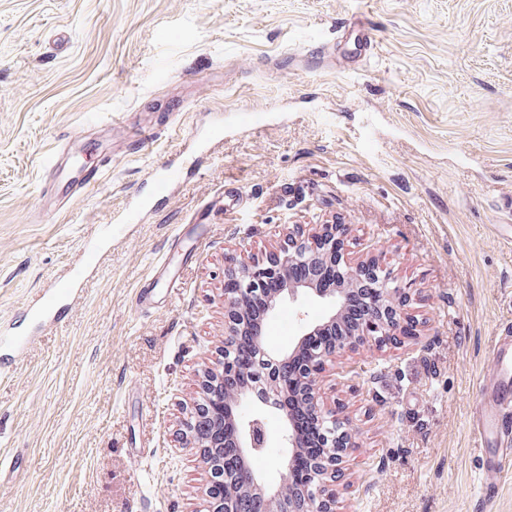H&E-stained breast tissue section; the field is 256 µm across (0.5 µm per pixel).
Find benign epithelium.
I'll list each match as a JSON object with an SVG mask.
<instances>
[{"label":"benign epithelium","mask_w":512,"mask_h":512,"mask_svg":"<svg viewBox=\"0 0 512 512\" xmlns=\"http://www.w3.org/2000/svg\"><path fill=\"white\" fill-rule=\"evenodd\" d=\"M347 235L345 224H293L276 251L259 258L244 246L224 268L223 357L218 366L202 371L194 411L183 422L186 447L216 487L208 512H336V494L331 488L347 484L345 463L355 441L344 408H326L320 403L321 374L337 354L354 350L368 339L398 343L416 326L404 314L409 299L395 278L369 259L345 260ZM328 263L340 265L336 287L324 288L310 280L266 287L281 279L286 268ZM365 278L375 285L374 311L347 336L312 345L311 337L341 319L349 305L346 294ZM263 291L269 298L263 315L256 319L244 300ZM306 297L323 302L326 316L310 321L306 314H298L301 330L292 345L270 350L264 339V323L270 314L285 299L296 302ZM248 365L252 366L250 381L228 389L225 377L246 372ZM292 397L308 406L321 422L323 444L313 453L300 443L297 415L287 404ZM269 413L281 421L277 447L286 476L302 464L309 467V482L300 490L288 483L268 482L252 465L253 456L267 447Z\"/></svg>","instance_id":"1"}]
</instances>
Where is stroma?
<instances>
[{
  "label": "stroma",
  "mask_w": 512,
  "mask_h": 512,
  "mask_svg": "<svg viewBox=\"0 0 512 512\" xmlns=\"http://www.w3.org/2000/svg\"><path fill=\"white\" fill-rule=\"evenodd\" d=\"M360 12L370 62L307 59ZM163 163L169 196L102 240ZM201 209L206 234L172 250ZM292 224L348 225L347 260L375 259L418 321L322 374L356 442L336 512H472L469 416L512 327V0H0V332L32 337L0 372V512H206L181 422L221 358L224 265ZM94 236L100 271L32 331L28 305ZM166 255L181 286L141 305ZM302 311L326 313L279 303L270 347Z\"/></svg>",
  "instance_id": "obj_1"
}]
</instances>
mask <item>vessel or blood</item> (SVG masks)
Returning <instances> with one entry per match:
<instances>
[{"instance_id":"vessel-or-blood-1","label":"vessel or blood","mask_w":512,"mask_h":512,"mask_svg":"<svg viewBox=\"0 0 512 512\" xmlns=\"http://www.w3.org/2000/svg\"><path fill=\"white\" fill-rule=\"evenodd\" d=\"M345 33L355 35L357 44L354 57L363 60L370 55L373 42L368 32L366 18L357 16L348 22ZM99 249L87 244L79 262L64 269L44 289L40 298L29 309V315L43 323L56 325L61 320V310L68 306L82 291L84 282L99 266ZM178 275L170 268L167 260H158L152 273L141 286L143 303H151L157 283L165 287H177ZM475 429L479 438V451L483 458V479L480 483L478 503L493 502L499 492L498 476L508 454L504 446L512 438V333L499 336L492 351L486 380L480 387L479 405L475 416Z\"/></svg>"}]
</instances>
